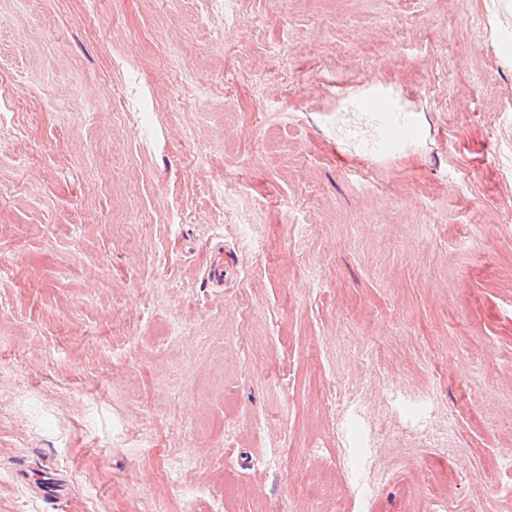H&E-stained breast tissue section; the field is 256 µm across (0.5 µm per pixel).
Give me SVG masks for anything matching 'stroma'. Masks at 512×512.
<instances>
[{
    "instance_id": "obj_1",
    "label": "stroma",
    "mask_w": 512,
    "mask_h": 512,
    "mask_svg": "<svg viewBox=\"0 0 512 512\" xmlns=\"http://www.w3.org/2000/svg\"><path fill=\"white\" fill-rule=\"evenodd\" d=\"M490 3L0 0V512H512Z\"/></svg>"
}]
</instances>
